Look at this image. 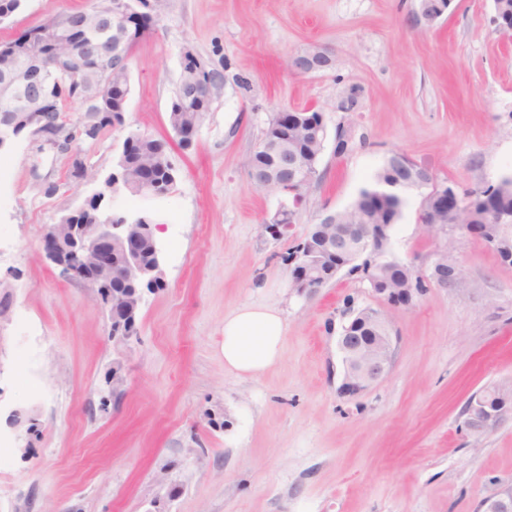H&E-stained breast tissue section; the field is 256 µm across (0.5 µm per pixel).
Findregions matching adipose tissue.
I'll return each instance as SVG.
<instances>
[{"instance_id": "obj_1", "label": "adipose tissue", "mask_w": 512, "mask_h": 512, "mask_svg": "<svg viewBox=\"0 0 512 512\" xmlns=\"http://www.w3.org/2000/svg\"><path fill=\"white\" fill-rule=\"evenodd\" d=\"M285 322L263 305L238 308L224 320V365L245 377L260 376L280 356Z\"/></svg>"}]
</instances>
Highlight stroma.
<instances>
[{
  "label": "stroma",
  "instance_id": "obj_1",
  "mask_svg": "<svg viewBox=\"0 0 512 512\" xmlns=\"http://www.w3.org/2000/svg\"><path fill=\"white\" fill-rule=\"evenodd\" d=\"M87 0H26L0 23V43ZM417 0H172L134 46L121 126L82 144L100 175L123 140L173 139L168 123L182 52L193 47L223 75L193 148L173 145L176 186L112 208L158 215L166 285L148 291L136 336L115 351L90 288L63 279L41 252L49 224L92 185L68 176V156L31 139L0 155V414L18 412L11 464L0 469V512H477L512 480V415L474 437L468 399L512 385V265L457 227L428 232L423 190L406 194L390 254L428 276L446 240L463 277L428 285L411 307H387L359 273L341 271L314 296L292 288L281 257L322 213L347 207L393 151L437 180L469 189L512 175V39L492 0H452L436 25L416 23ZM319 44L335 58L315 75L291 55ZM248 88H240L239 79ZM358 88L355 148L326 145L322 181L288 235L265 226L287 194L256 188L246 159L274 113L317 107L327 131L338 98ZM58 183L55 195L47 184ZM385 309L398 341L387 375L341 394L329 327L345 298ZM278 309L287 328L278 361L256 378L224 367V319L244 305ZM42 337L31 369L24 329ZM125 393L103 402L114 359ZM34 376L39 395L22 383Z\"/></svg>",
  "mask_w": 512,
  "mask_h": 512
}]
</instances>
